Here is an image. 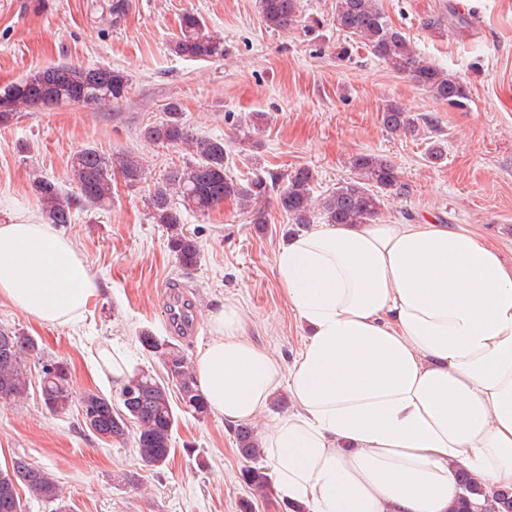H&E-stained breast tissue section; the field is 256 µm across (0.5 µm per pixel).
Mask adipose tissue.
Masks as SVG:
<instances>
[{
    "mask_svg": "<svg viewBox=\"0 0 512 512\" xmlns=\"http://www.w3.org/2000/svg\"><path fill=\"white\" fill-rule=\"evenodd\" d=\"M310 334L289 369L213 312L197 360L232 426L287 387L262 441L272 487L308 512H451L465 468L512 485V261L454 224H314L275 255ZM98 284L51 225L0 224V297L52 326L82 322Z\"/></svg>",
    "mask_w": 512,
    "mask_h": 512,
    "instance_id": "1",
    "label": "adipose tissue"
}]
</instances>
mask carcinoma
Wrapping results in <instances>:
<instances>
[{
    "mask_svg": "<svg viewBox=\"0 0 512 512\" xmlns=\"http://www.w3.org/2000/svg\"><path fill=\"white\" fill-rule=\"evenodd\" d=\"M258 8L266 28L280 33L294 28L302 13L301 0H258ZM333 23L359 40L392 72L410 77L435 99L458 109L469 105L468 86L423 58L391 23L378 0H336ZM170 50L181 58L215 60L224 55V38L210 31L199 16L188 12L182 17L180 32L171 40ZM129 85L126 73L107 66L61 63L41 68L0 86V126L9 125L18 113L28 109L89 107L118 101ZM164 112L161 121L142 128V137L149 143L184 148L191 158L171 167L163 178L153 182L149 189L150 217L153 223L165 227L168 247L182 269L196 267L201 258L199 242L183 229L186 212L205 213L229 198L251 213V223L261 226L267 219L258 204L274 190L277 206L289 223L298 227L311 223L316 210L313 170H294L279 188L276 178L259 174L240 183L227 174L229 153L224 139L194 133L183 120L181 105L176 101L167 103ZM381 122L389 133L404 135L415 134L422 122L436 125L435 118L419 119L395 103L386 106ZM350 166L353 176L321 202L326 224H369L378 218L384 198L405 191L397 167L383 155L361 153L352 158ZM117 175L129 187L149 182L148 168L139 157L119 152L106 155L87 147L71 158L67 170L69 181L78 190L76 195L64 193L56 182L38 174L32 175L31 189L46 223L69 224L77 201L93 208L112 203V182ZM138 341L161 361L167 379L162 381L144 370L135 371L121 385L115 401L92 391L75 400L63 362L51 360L42 365L41 396L45 408L53 415L63 414L72 403H78L81 417L93 415L89 429L108 440H122L129 427L136 426L139 459L148 467L158 468L171 453L176 423L170 386L178 389L180 404L197 416H206L208 408L193 370L177 347L148 329L140 331ZM35 353L34 338L0 330L1 402H16L27 396L29 379L24 367L27 358ZM51 366L57 374H50ZM234 434L240 455L253 462L241 472L243 482L255 491L269 490L272 476L266 467L258 465L263 458L258 434L248 424L238 425ZM29 467V475L23 481L7 469L0 470V512H25V493L37 501L64 504L62 489L53 474L33 463ZM457 479L463 495L452 512H472L470 500L475 496L485 499L481 512H512V488L488 490L465 471L459 472Z\"/></svg>",
    "mask_w": 512,
    "mask_h": 512,
    "instance_id": "obj_1",
    "label": "carcinoma"
}]
</instances>
